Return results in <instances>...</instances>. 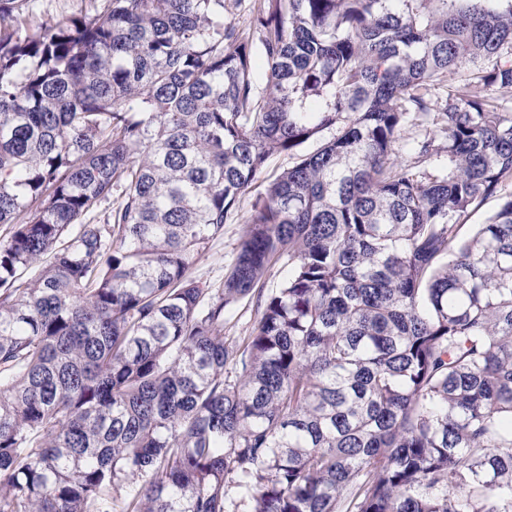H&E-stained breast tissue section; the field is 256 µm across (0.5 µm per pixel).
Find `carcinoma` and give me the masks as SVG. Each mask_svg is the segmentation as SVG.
Returning a JSON list of instances; mask_svg holds the SVG:
<instances>
[{"instance_id": "1", "label": "carcinoma", "mask_w": 512, "mask_h": 512, "mask_svg": "<svg viewBox=\"0 0 512 512\" xmlns=\"http://www.w3.org/2000/svg\"><path fill=\"white\" fill-rule=\"evenodd\" d=\"M486 2L260 0L244 31L226 0H0V512H512V193L462 224L512 182ZM101 0H37L35 9L42 19L95 14L101 10ZM479 66L484 65L481 64V62L472 63L468 60L463 61L456 68L448 70V73L444 74V76L441 78L440 84L438 85V89H436L435 92L440 93L438 96H442L443 91H445L450 86L455 87L462 83L464 76ZM437 120V111H432L428 120H414L412 116H408L401 132V142L403 145V153L406 155L409 147L413 144L414 140L423 139L424 136L432 137L439 126ZM292 162L293 159L287 154L276 155L270 159L268 165L257 176L252 187L242 196L239 203L240 215L250 209L251 203L264 191L267 182L277 177L283 170L292 165ZM244 227L240 219L224 224V233L210 243L208 252L193 266L191 275L201 281L219 282L233 258ZM256 318V306L247 300L240 302L233 309L232 317L224 323V336H247Z\"/></svg>"}]
</instances>
